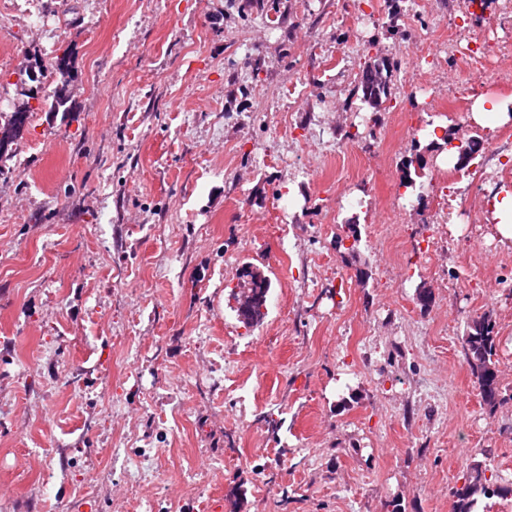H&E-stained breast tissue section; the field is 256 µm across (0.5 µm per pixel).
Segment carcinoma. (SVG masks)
I'll return each mask as SVG.
<instances>
[{
    "label": "carcinoma",
    "instance_id": "cac0c4a2",
    "mask_svg": "<svg viewBox=\"0 0 512 512\" xmlns=\"http://www.w3.org/2000/svg\"><path fill=\"white\" fill-rule=\"evenodd\" d=\"M388 73L389 69L385 61L367 65L362 71L359 88L374 108L382 106L388 98ZM479 144L471 139L455 146L458 153L457 166L464 167L475 159ZM244 280L239 287L249 285L257 291L253 302L245 308L251 314L250 323L261 320L262 309L266 304L269 290V282L260 269L247 267L243 273ZM496 336L494 325L484 316L472 320L468 325L465 336V355L473 376L476 378L480 393L488 404L495 403L498 392V370L494 356L496 354ZM512 493V488H492L491 479L486 477L481 465L475 464L463 474L462 485L453 492L452 512H471L475 503V497H491L500 492Z\"/></svg>",
    "mask_w": 512,
    "mask_h": 512
}]
</instances>
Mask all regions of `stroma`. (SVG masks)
Masks as SVG:
<instances>
[{
  "label": "stroma",
  "mask_w": 512,
  "mask_h": 512,
  "mask_svg": "<svg viewBox=\"0 0 512 512\" xmlns=\"http://www.w3.org/2000/svg\"><path fill=\"white\" fill-rule=\"evenodd\" d=\"M39 12L0 0V114L44 68L0 155V512H451L473 464L506 488L476 512H512V244L491 207L512 120L472 119L512 98V0ZM470 40L487 70L453 55ZM377 59L378 110L359 88ZM438 125L477 158L449 165ZM249 264L271 281L253 326L229 299ZM480 316L493 406L465 357ZM388 73L389 69L384 60L368 64L362 71L359 88L374 108H380L388 98ZM508 108L506 102L479 100L473 112V120L483 127L493 129L508 114ZM494 325L485 317L473 319L465 336V355L480 393L488 404H494L498 392V370L494 356L496 339Z\"/></svg>",
  "instance_id": "stroma-1"
}]
</instances>
